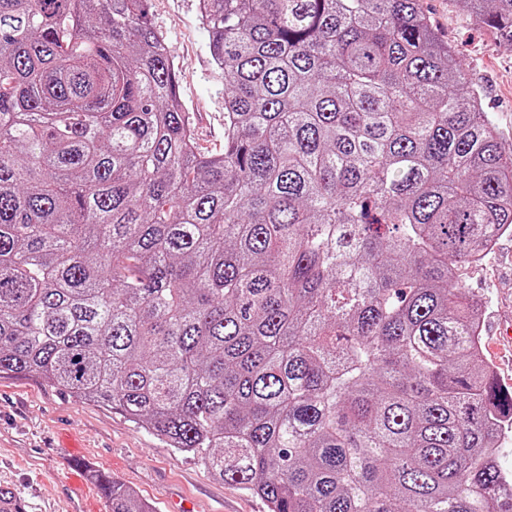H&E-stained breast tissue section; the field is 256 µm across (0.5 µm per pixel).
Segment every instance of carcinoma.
Here are the masks:
<instances>
[{
	"label": "carcinoma",
	"instance_id": "cac0c4a2",
	"mask_svg": "<svg viewBox=\"0 0 512 512\" xmlns=\"http://www.w3.org/2000/svg\"><path fill=\"white\" fill-rule=\"evenodd\" d=\"M150 2L0 0V375L270 512H512V389L457 283L512 232V148L423 0H199L216 154ZM458 3L512 44V0Z\"/></svg>",
	"mask_w": 512,
	"mask_h": 512
}]
</instances>
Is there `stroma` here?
<instances>
[{
  "instance_id": "obj_1",
  "label": "stroma",
  "mask_w": 512,
  "mask_h": 512,
  "mask_svg": "<svg viewBox=\"0 0 512 512\" xmlns=\"http://www.w3.org/2000/svg\"><path fill=\"white\" fill-rule=\"evenodd\" d=\"M199 0H151V20L166 39L201 152L224 150V74L210 58ZM443 40L484 90V103L504 143H512V44L469 19L457 0H425ZM459 285L481 296L484 323L512 317V235H503L476 266H463ZM120 478L156 512L189 498L198 512H269L260 498L212 477L191 456L169 448L120 411L69 397L41 379L0 377V486L18 490L27 512H105L99 488L74 490V458Z\"/></svg>"
}]
</instances>
